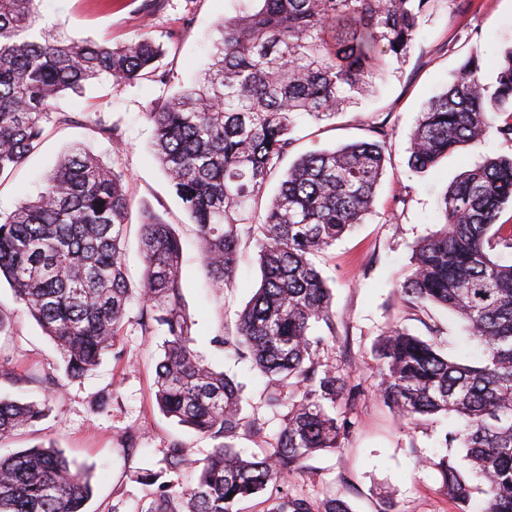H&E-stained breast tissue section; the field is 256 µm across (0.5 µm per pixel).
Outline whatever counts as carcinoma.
I'll return each mask as SVG.
<instances>
[{
	"instance_id": "cac0c4a2",
	"label": "carcinoma",
	"mask_w": 512,
	"mask_h": 512,
	"mask_svg": "<svg viewBox=\"0 0 512 512\" xmlns=\"http://www.w3.org/2000/svg\"><path fill=\"white\" fill-rule=\"evenodd\" d=\"M219 25L203 82L147 112L155 152L202 245L210 284L233 287L244 236L257 235L260 285L240 312L232 348L269 379L264 406L280 416L274 441L249 457L237 450L241 430L264 427L243 414V385L192 348V321L181 288V242L172 225L145 207L140 214L143 272L126 274L130 202L125 173L80 146L48 175L42 192L0 214V278L11 286L56 347L65 376L79 379L119 349L131 303L146 334L164 336L155 364L160 412L214 441L203 459L175 442L164 466L135 471L154 490L138 512H234L247 499L280 487L321 451L342 447L354 423L336 415L359 388L319 357L333 333L331 288L311 257L325 251L373 206L384 173L379 139L298 158L264 215L251 220L274 161L293 144V114L330 119L374 88L389 61L405 62L419 22L434 0H245ZM161 46L149 36L114 45L68 41L39 24L35 0H0V177L35 152L42 119L61 94L80 93L103 76L115 86L155 76ZM512 140V50L495 81H483L470 58L420 113L409 164L425 173L448 153L490 133ZM512 157H488L444 192V224L418 243L401 300L442 306L481 351L478 362L448 358L438 343L397 326L375 343L377 392L403 418L454 413L462 428L443 448H460L469 471L444 455L431 462L456 512L472 494L484 512H512ZM45 403L0 398V439L33 426ZM190 469L180 489L170 474ZM88 473L53 444L0 457V512H85ZM268 512H352L336 497L316 502L282 492Z\"/></svg>"
}]
</instances>
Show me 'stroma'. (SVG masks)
I'll list each match as a JSON object with an SVG mask.
<instances>
[{
    "mask_svg": "<svg viewBox=\"0 0 512 512\" xmlns=\"http://www.w3.org/2000/svg\"><path fill=\"white\" fill-rule=\"evenodd\" d=\"M237 0H41L42 23L53 33L80 42L107 40L122 44L141 36L161 42L165 54L160 77L115 86L101 80L82 94H65L54 103L44 125L47 137L40 151L17 172L0 179V212H12L36 197L49 173L76 144L102 160L115 162L127 176L131 197L127 232V266L131 283L142 269L139 212L150 208L172 224L183 244L182 295L192 327V347L215 368L244 386L246 411L264 423L263 437L239 432L235 444L251 453L273 438L279 422L263 408L267 379L251 362L214 337L235 332L238 313L260 281L257 241L242 238L232 289L206 288V275L195 226L176 196L154 154V128L146 114L179 90L194 84L211 62L224 15ZM512 48V0H435L422 18L414 45L399 68L389 70L374 93L335 118L317 121L295 117V143L272 172L264 195L272 197L284 174L301 155L375 140L380 125L392 134L386 143L384 174L363 224L357 225L314 263L332 290L336 315L335 341L321 352L349 383L363 393L347 411L355 423L344 447L316 456L286 485L289 492L321 499L338 496L353 512H456L432 460L443 452L438 439L458 427L453 415L437 414L410 422L396 416L376 392L372 347L382 331L399 325L423 338L437 336L450 358L474 361L478 352L446 309L405 306L398 292L410 266L415 243L444 222L440 199L446 188L488 156H512V140L490 134L481 145L459 148L429 172L409 167L410 135L423 106L442 93L459 66L480 56L486 80H493L504 50ZM69 122H59V114ZM116 129L117 139L101 134L100 125ZM0 311L12 318L10 332L0 335V363L32 381L0 377V397L23 401L44 398L40 376L58 372L60 357L39 325L16 303L8 284L0 285ZM158 337L145 335L139 307L131 305L121 345L127 357L104 358L98 369L65 382L49 400V410L34 428L0 442L5 456L51 439L66 456L84 464L92 475L93 496L86 512H137L150 489L134 478L141 468L159 469L171 443H180L193 457H205L211 439L180 427L158 410L154 400V368ZM138 430V449L125 453L128 430Z\"/></svg>",
    "mask_w": 512,
    "mask_h": 512,
    "instance_id": "35a3bbf8",
    "label": "stroma"
}]
</instances>
